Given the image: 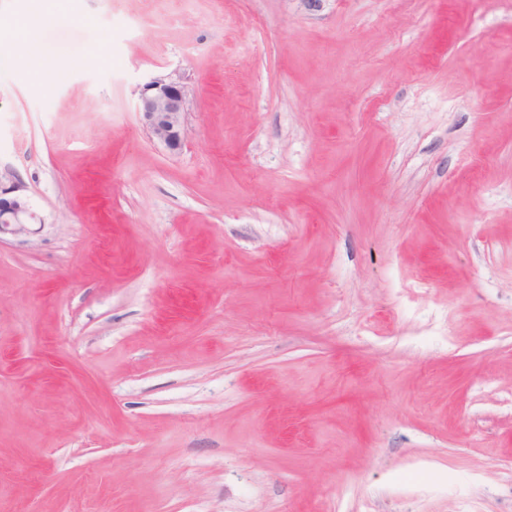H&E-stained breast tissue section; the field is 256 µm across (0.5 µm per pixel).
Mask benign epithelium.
Listing matches in <instances>:
<instances>
[{
	"instance_id": "7a95c632",
	"label": "benign epithelium",
	"mask_w": 512,
	"mask_h": 512,
	"mask_svg": "<svg viewBox=\"0 0 512 512\" xmlns=\"http://www.w3.org/2000/svg\"><path fill=\"white\" fill-rule=\"evenodd\" d=\"M136 112L152 140L170 150L181 148L186 134V91L179 80L170 76L152 78L139 93ZM35 219L26 200L7 198L0 190V235L21 233Z\"/></svg>"
}]
</instances>
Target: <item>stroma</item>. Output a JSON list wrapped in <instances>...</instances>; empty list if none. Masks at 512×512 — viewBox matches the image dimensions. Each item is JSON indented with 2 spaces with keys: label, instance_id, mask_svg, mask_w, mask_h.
<instances>
[{
  "label": "stroma",
  "instance_id": "35a3bbf8",
  "mask_svg": "<svg viewBox=\"0 0 512 512\" xmlns=\"http://www.w3.org/2000/svg\"><path fill=\"white\" fill-rule=\"evenodd\" d=\"M0 17V512H512V0ZM186 91L171 76L152 78L144 84L136 102V112L149 137L170 150L181 148L186 127ZM5 194L0 189V235L22 233L27 224L34 223L36 216L26 200L20 196L2 197Z\"/></svg>",
  "mask_w": 512,
  "mask_h": 512
}]
</instances>
